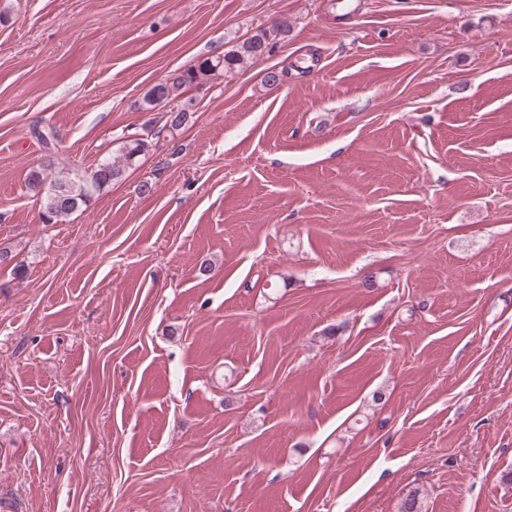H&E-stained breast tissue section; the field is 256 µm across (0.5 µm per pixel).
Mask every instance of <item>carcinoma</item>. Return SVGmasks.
Returning <instances> with one entry per match:
<instances>
[{
  "label": "carcinoma",
  "instance_id": "obj_1",
  "mask_svg": "<svg viewBox=\"0 0 512 512\" xmlns=\"http://www.w3.org/2000/svg\"><path fill=\"white\" fill-rule=\"evenodd\" d=\"M273 33L262 29L244 40L237 48L223 55L206 57L194 67L154 84L143 96V110L162 113V124L154 132L155 137L162 133H171L180 129L189 118L187 112H176L167 108L170 100L177 97L176 91L191 85H199L205 77L222 71L228 73L248 61L261 57L272 40ZM149 148V140L134 138L124 145L126 162H133L136 157ZM123 166L114 161H104L86 178L66 175L48 179L45 170H33L27 179V188L40 197L41 214L48 224H55L59 218L70 214L90 201L92 193L99 191L119 179Z\"/></svg>",
  "mask_w": 512,
  "mask_h": 512
}]
</instances>
